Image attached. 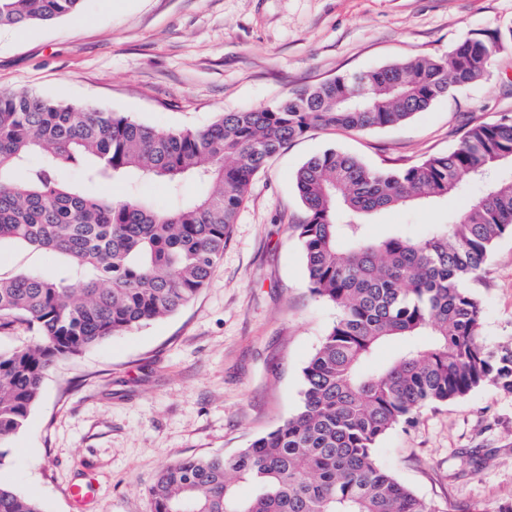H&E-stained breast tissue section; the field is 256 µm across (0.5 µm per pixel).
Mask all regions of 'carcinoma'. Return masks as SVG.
I'll list each match as a JSON object with an SVG mask.
<instances>
[{
  "label": "carcinoma",
  "instance_id": "1",
  "mask_svg": "<svg viewBox=\"0 0 512 512\" xmlns=\"http://www.w3.org/2000/svg\"><path fill=\"white\" fill-rule=\"evenodd\" d=\"M84 0H0V28L52 24ZM512 48V27L459 41L443 56L338 76L210 125L157 131L121 113L24 90L0 91V246L54 259L57 273L0 271V329L37 339L0 352V446L24 427L45 373L112 337L172 315L210 281L256 173L288 142L320 127L368 131L402 123L488 75ZM512 116L471 126L452 151L375 168L328 149L298 169L304 215L294 225L311 293L337 309L302 370L297 410L232 455L180 458L148 488L149 512H435L383 470L379 441L426 406L482 387L512 394V344L482 337L483 310L465 288L497 241L512 235ZM83 172L69 181L63 174ZM193 179L209 186L161 211L130 193L94 194L100 180ZM482 196L431 224L423 238L368 219L440 205L462 182ZM400 349L371 364L385 343ZM257 489L243 497L238 487ZM0 512H43L0 484Z\"/></svg>",
  "mask_w": 512,
  "mask_h": 512
}]
</instances>
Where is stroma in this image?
<instances>
[{"instance_id": "stroma-1", "label": "stroma", "mask_w": 512, "mask_h": 512, "mask_svg": "<svg viewBox=\"0 0 512 512\" xmlns=\"http://www.w3.org/2000/svg\"><path fill=\"white\" fill-rule=\"evenodd\" d=\"M510 25L512 0H85L75 18L0 28V90L105 107L160 131L202 128ZM488 71L398 126L316 128L291 141L254 177L214 276L190 305L48 371L0 457V483L36 497L43 512H78L69 490L90 476L94 512H148L160 469L233 454L286 420L337 315L309 290L294 232L297 170L329 148L384 168L452 150L472 124L512 116V49L495 53ZM101 189L169 210L202 192L191 180ZM483 191L471 181L447 204L389 210L368 233L399 224L422 237ZM468 288L485 340L512 342V237ZM377 460L435 512H495L512 502V395L485 387L422 408L381 439Z\"/></svg>"}]
</instances>
